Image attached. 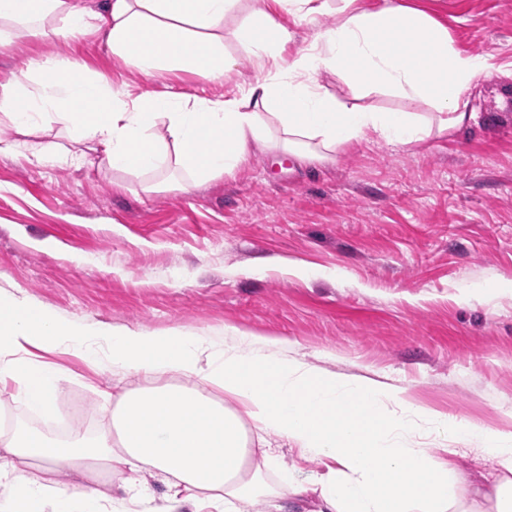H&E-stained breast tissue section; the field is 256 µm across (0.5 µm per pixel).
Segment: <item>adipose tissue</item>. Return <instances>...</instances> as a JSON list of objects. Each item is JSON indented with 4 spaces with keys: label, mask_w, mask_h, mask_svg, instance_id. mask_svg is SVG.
<instances>
[{
    "label": "adipose tissue",
    "mask_w": 512,
    "mask_h": 512,
    "mask_svg": "<svg viewBox=\"0 0 512 512\" xmlns=\"http://www.w3.org/2000/svg\"><path fill=\"white\" fill-rule=\"evenodd\" d=\"M327 0H258L233 29L242 0H0V47L51 28L93 34L113 56L136 50L146 78L188 70L223 79L237 61L225 38L246 46L261 78L221 99L116 90L102 74L46 58L0 84V155L39 165H82L102 152L112 170L137 178L145 195L188 192L232 175L254 149L276 144L296 162L324 163L353 143L403 146L452 136L474 121L472 86L493 67L457 51L428 13L382 0H343L336 25L305 50L280 14L322 15ZM334 75L340 98L318 83ZM392 95L399 109L372 106ZM227 344L179 330L153 336L61 317L0 291V406L52 413L65 373L45 360L72 353L136 378L101 390L112 414L93 439L61 442L10 424L0 428V512H512V430L486 428L413 404L406 389L337 374L289 354L288 342L230 327ZM257 433L261 451L249 435ZM476 438L497 472L485 484L457 474L445 458L415 445ZM283 442L324 471L309 481L276 467ZM122 475L124 495L107 499L95 480ZM161 478L162 497L145 494L144 474Z\"/></svg>",
    "instance_id": "obj_1"
}]
</instances>
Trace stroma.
Returning <instances> with one entry per match:
<instances>
[{"label":"stroma","instance_id":"obj_1","mask_svg":"<svg viewBox=\"0 0 512 512\" xmlns=\"http://www.w3.org/2000/svg\"><path fill=\"white\" fill-rule=\"evenodd\" d=\"M397 2L496 65L471 90L475 123L409 146L356 144L306 170L267 150L233 176L151 196L119 189L125 174L99 154L80 168L0 155V290L151 335L281 337L316 366L512 429V292L499 288L512 282V0ZM225 49L238 61L229 81L176 71L148 82L99 38L50 32L0 50V84L51 57L134 96L217 99L258 75L245 48ZM55 360L70 376L56 421L77 402L101 426L95 389L115 383L111 368Z\"/></svg>","mask_w":512,"mask_h":512}]
</instances>
